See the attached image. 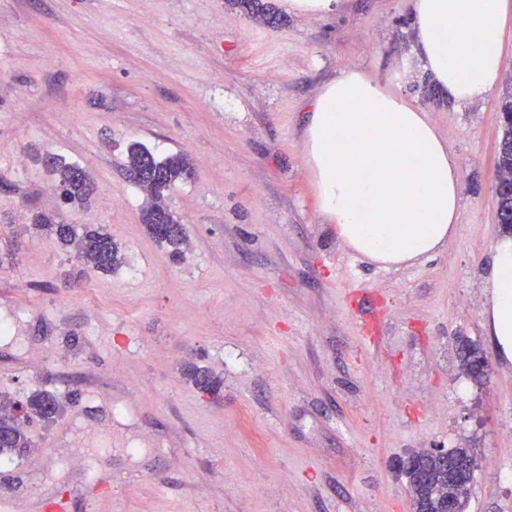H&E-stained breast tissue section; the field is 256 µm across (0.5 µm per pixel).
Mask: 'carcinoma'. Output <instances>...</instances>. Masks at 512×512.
<instances>
[{"mask_svg":"<svg viewBox=\"0 0 512 512\" xmlns=\"http://www.w3.org/2000/svg\"><path fill=\"white\" fill-rule=\"evenodd\" d=\"M240 4L263 16L269 24L278 21L261 0H240ZM503 134L501 148L497 156V169L512 172V99L505 101L500 109ZM52 174L57 176L58 186L64 198L72 203L87 202L94 192L86 171L75 164L50 158ZM126 169L139 173L135 184L148 194L146 206L142 210L141 220L148 233L156 240L167 245L174 257L183 255L188 246L184 228L175 215L162 202L164 192L192 176V165L186 154L179 152L164 158L156 156L149 148L133 143L128 148ZM35 229L53 234L65 247L72 250L76 259L93 269L109 272L122 263L123 257L119 244L102 228H76L64 224L49 214L37 213L32 219ZM190 377L203 392L215 393L220 382L210 373L198 367L191 369ZM16 402L6 395H0V456H24L31 448L32 440L24 425L14 415ZM27 406L31 415L42 418L48 407L59 416L64 409L63 401L48 391H36L28 396ZM473 457L468 448H451L448 458L434 455L421 456L420 468L427 474V481L412 478V506L414 512H440V495L448 490L449 463H464Z\"/></svg>","mask_w":512,"mask_h":512,"instance_id":"cac0c4a2","label":"carcinoma"}]
</instances>
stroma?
<instances>
[{"label":"stroma","mask_w":512,"mask_h":512,"mask_svg":"<svg viewBox=\"0 0 512 512\" xmlns=\"http://www.w3.org/2000/svg\"><path fill=\"white\" fill-rule=\"evenodd\" d=\"M267 2L280 26L237 0H0V393L77 398L0 458L17 512H412L397 463L432 448L473 450L465 512H512V363L484 325L512 24L496 92L459 103L423 93L410 0ZM351 65L428 112L459 160L457 230L430 259L373 263L318 209L303 130ZM134 142L191 158L164 196L181 258L141 222ZM50 156L85 169L87 205L64 202ZM37 212L104 228L122 265L81 266ZM100 446L112 491L93 511Z\"/></svg>","instance_id":"obj_1"}]
</instances>
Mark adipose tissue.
I'll use <instances>...</instances> for the list:
<instances>
[{
	"instance_id": "1",
	"label": "adipose tissue",
	"mask_w": 512,
	"mask_h": 512,
	"mask_svg": "<svg viewBox=\"0 0 512 512\" xmlns=\"http://www.w3.org/2000/svg\"><path fill=\"white\" fill-rule=\"evenodd\" d=\"M412 13L424 66L453 100L495 92L512 0H412ZM303 143L320 212L351 251L408 266L440 253L455 233L457 157L427 113L360 68L321 88ZM488 286L487 332L512 362V236L496 243Z\"/></svg>"
}]
</instances>
